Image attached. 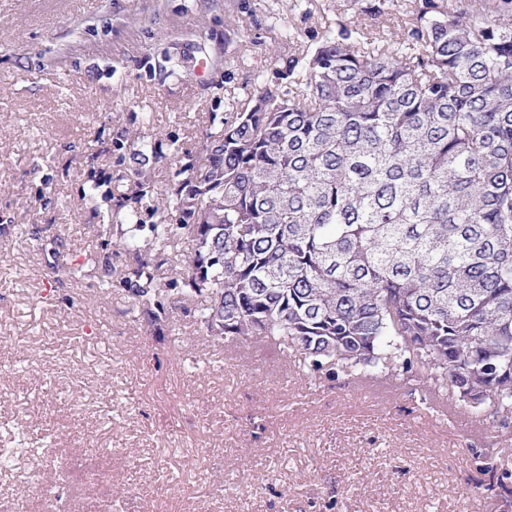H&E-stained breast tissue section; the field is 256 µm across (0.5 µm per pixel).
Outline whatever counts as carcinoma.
Here are the masks:
<instances>
[{
	"mask_svg": "<svg viewBox=\"0 0 512 512\" xmlns=\"http://www.w3.org/2000/svg\"><path fill=\"white\" fill-rule=\"evenodd\" d=\"M284 37L288 86L260 88L198 155L122 135L131 189L112 207L88 186L134 320L160 332L190 304L213 343L273 339L310 377L388 370L508 431L512 0H421L391 44L346 26L310 50ZM88 263L112 287V249ZM484 473L512 494L511 473Z\"/></svg>",
	"mask_w": 512,
	"mask_h": 512,
	"instance_id": "cac0c4a2",
	"label": "carcinoma"
}]
</instances>
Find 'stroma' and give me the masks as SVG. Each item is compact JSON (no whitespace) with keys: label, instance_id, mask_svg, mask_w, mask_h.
Listing matches in <instances>:
<instances>
[{"label":"stroma","instance_id":"35a3bbf8","mask_svg":"<svg viewBox=\"0 0 512 512\" xmlns=\"http://www.w3.org/2000/svg\"><path fill=\"white\" fill-rule=\"evenodd\" d=\"M376 2L0 0V512H512L479 485L512 472L484 415L225 350L180 308L156 334L120 286L64 274L112 239L87 175L129 189L113 138L197 153L229 99L277 84L284 29L395 31Z\"/></svg>","mask_w":512,"mask_h":512}]
</instances>
